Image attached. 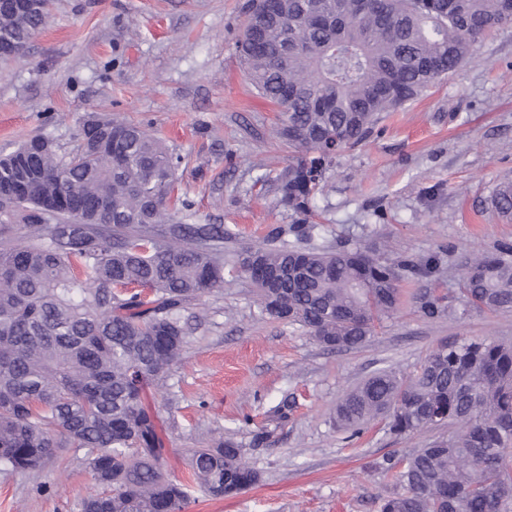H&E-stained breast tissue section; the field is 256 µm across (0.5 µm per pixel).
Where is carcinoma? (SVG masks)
<instances>
[{
  "instance_id": "carcinoma-1",
  "label": "carcinoma",
  "mask_w": 512,
  "mask_h": 512,
  "mask_svg": "<svg viewBox=\"0 0 512 512\" xmlns=\"http://www.w3.org/2000/svg\"><path fill=\"white\" fill-rule=\"evenodd\" d=\"M52 0L0 11V43L25 48ZM256 0L236 50L252 85L283 113L276 138L295 152L277 177L280 201L305 215L336 156L362 143L380 114L444 79L489 30L512 21V0ZM342 139L336 140V133ZM177 160L141 126L91 116L63 154L30 141L0 159V215L26 233L0 244V466L40 472L67 448L90 450L103 491L83 512H182L187 487L166 473L168 449L146 388L161 386L186 343L183 317L224 285V238L170 207ZM492 205L512 219V179ZM315 225L258 246L241 270L288 271L282 286L251 279L261 313L321 345L366 344L400 301V283L440 270L435 255L390 261L374 247L306 250ZM458 291L483 312L512 311V245L474 256ZM420 312L447 313L425 291ZM336 425L381 420L423 448L378 464L394 489L380 512H512V343L466 338L430 351L408 376L380 370L346 392ZM450 432H444L445 428ZM193 481L212 497L258 482L241 449L220 437L190 452Z\"/></svg>"
}]
</instances>
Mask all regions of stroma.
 <instances>
[{
  "instance_id": "35a3bbf8",
  "label": "stroma",
  "mask_w": 512,
  "mask_h": 512,
  "mask_svg": "<svg viewBox=\"0 0 512 512\" xmlns=\"http://www.w3.org/2000/svg\"><path fill=\"white\" fill-rule=\"evenodd\" d=\"M245 0H57L24 57L0 66V154L34 138L70 151L81 120L116 116L162 139L180 159L174 186L188 224H221L224 285L185 314L182 360L147 402L160 412L167 469L189 481L187 449L223 436L259 481L213 499L191 489L184 512H379L394 487L376 464L424 447L383 424L349 440L337 401L372 373H410L430 351L464 338L512 340V312H477L458 293L473 254L512 240L491 203L512 178V25L489 31L457 72L345 150L306 217L303 245L368 244L390 258L440 255V272L401 284L397 311L365 345L336 351L298 325L260 314L236 264L269 230L298 223L275 179L287 148L273 136L279 107L257 94L235 52ZM432 290L454 313L421 316ZM284 406V418L271 410ZM87 449H66L36 474L0 469V512H82L97 492Z\"/></svg>"
}]
</instances>
